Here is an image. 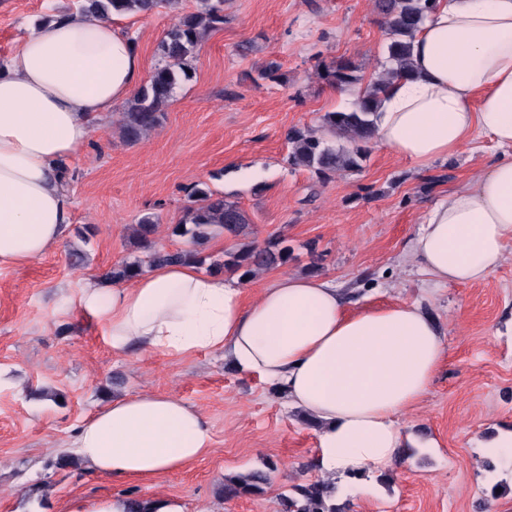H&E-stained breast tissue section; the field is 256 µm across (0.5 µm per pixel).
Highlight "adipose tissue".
<instances>
[{"label":"adipose tissue","mask_w":512,"mask_h":512,"mask_svg":"<svg viewBox=\"0 0 512 512\" xmlns=\"http://www.w3.org/2000/svg\"><path fill=\"white\" fill-rule=\"evenodd\" d=\"M414 78L380 95L376 139L420 168L487 136L501 155L424 214L409 248L430 282L479 283L512 242V0H437L412 49ZM141 77L133 42L113 21L66 13L28 28L0 68V270L59 243L71 202L58 166ZM113 352L221 354L319 425L321 473L383 474L410 443L418 406L448 349L418 304L348 311L328 278L282 276L246 302L234 276L192 264L152 265L129 282H90L77 298ZM72 446L97 474L154 479L211 447L207 422L164 393L114 397Z\"/></svg>","instance_id":"adipose-tissue-1"}]
</instances>
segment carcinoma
<instances>
[{
	"label": "carcinoma",
	"mask_w": 512,
	"mask_h": 512,
	"mask_svg": "<svg viewBox=\"0 0 512 512\" xmlns=\"http://www.w3.org/2000/svg\"><path fill=\"white\" fill-rule=\"evenodd\" d=\"M178 6L180 0H77L76 10L90 18L109 20L113 16L143 15L162 3ZM192 12L178 16L160 44L162 63L149 81L141 86L119 113L116 125L122 140L130 145L139 143L161 126L164 108L174 90L189 77V64L208 32L224 23V0H198ZM436 0H375L381 24L387 35L384 47L385 76L372 85L359 89L349 106L322 116L323 134L294 129L288 133L289 164L308 170L319 180H326L342 171H354L366 160L376 132V109L384 81L411 76L412 41L421 29ZM350 60H341L336 68L326 70L329 83L340 91L355 86L359 78ZM350 146H340L339 140ZM189 205L179 223L172 225L171 234L181 237L187 247L168 252L153 248L158 232L157 218L142 216L133 227L136 243L146 249L144 259L121 261L105 273L115 282L136 278L145 267L153 264L188 263L209 265V271L239 272L246 280L256 272L288 262L291 250L284 239L276 237L259 247L252 242L240 243L225 253L222 263H206L207 257L197 249L216 232L235 238L247 236L249 218L240 205L209 187L194 186L188 191ZM270 481V472L252 471L246 475L224 478V500L230 501L257 494ZM336 481L315 479L296 484L281 494L280 512H347L346 503L337 502Z\"/></svg>",
	"instance_id": "carcinoma-1"
}]
</instances>
